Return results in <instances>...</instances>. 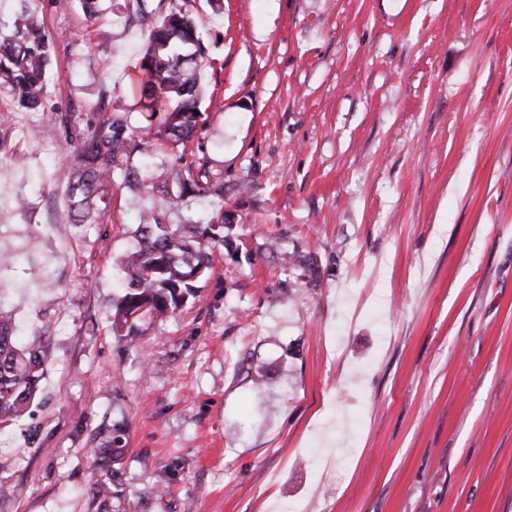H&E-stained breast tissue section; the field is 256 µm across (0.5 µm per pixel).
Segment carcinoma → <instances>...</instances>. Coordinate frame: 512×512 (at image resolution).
<instances>
[{
  "instance_id": "cac0c4a2",
  "label": "carcinoma",
  "mask_w": 512,
  "mask_h": 512,
  "mask_svg": "<svg viewBox=\"0 0 512 512\" xmlns=\"http://www.w3.org/2000/svg\"><path fill=\"white\" fill-rule=\"evenodd\" d=\"M128 19L147 32L148 45L136 64L140 79L130 93L151 123L131 128L127 119L111 115L69 134L74 151L65 194L78 224L99 217L100 192L116 171L135 182L137 189L151 184L141 178L149 166L150 138L177 149L163 169V188L174 201L190 193L224 198V184L213 183L206 170L193 175L183 165L188 143L198 133L202 86L199 66L207 58L203 22L192 0H159L148 9L145 0H125ZM51 44L44 26L33 15L25 18L7 39L0 38V88L9 91L21 107L38 105L46 89ZM222 220L208 224H171L163 213L148 210L133 230L136 242L121 261L118 273L124 293L112 305V326L132 333L140 318L174 314L202 288L201 279L213 266V249L228 242ZM12 311L0 305V425L25 415L40 390L49 356L50 337L44 328L17 341ZM122 437L112 446L91 449L92 478L87 495L94 512H112V500L122 486Z\"/></svg>"
}]
</instances>
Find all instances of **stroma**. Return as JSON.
Wrapping results in <instances>:
<instances>
[{"mask_svg": "<svg viewBox=\"0 0 512 512\" xmlns=\"http://www.w3.org/2000/svg\"><path fill=\"white\" fill-rule=\"evenodd\" d=\"M122 2L0 0V34L32 14L53 46L41 107L0 95V302L52 350L0 429V512H88L116 426L115 512H512V0H195L184 162L223 202L117 174L75 224L62 118L147 123ZM142 206L232 238L195 299L121 336Z\"/></svg>", "mask_w": 512, "mask_h": 512, "instance_id": "stroma-1", "label": "stroma"}]
</instances>
